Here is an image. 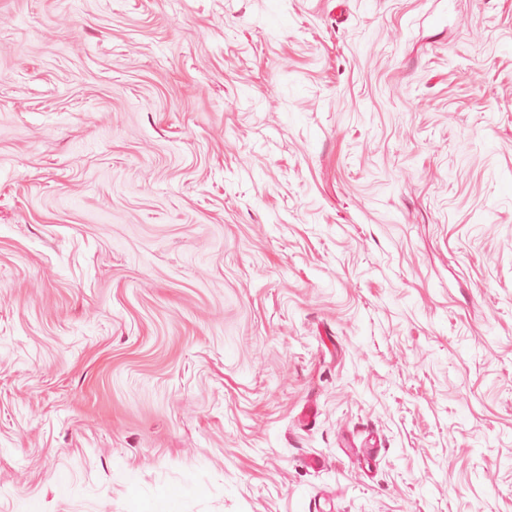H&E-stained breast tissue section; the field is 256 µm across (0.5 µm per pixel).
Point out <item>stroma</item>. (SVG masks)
Here are the masks:
<instances>
[{
	"label": "stroma",
	"mask_w": 512,
	"mask_h": 512,
	"mask_svg": "<svg viewBox=\"0 0 512 512\" xmlns=\"http://www.w3.org/2000/svg\"><path fill=\"white\" fill-rule=\"evenodd\" d=\"M132 484L512 512V0H0V512Z\"/></svg>",
	"instance_id": "35a3bbf8"
}]
</instances>
